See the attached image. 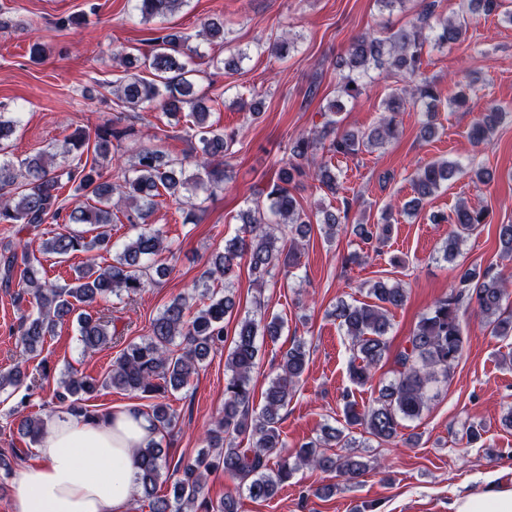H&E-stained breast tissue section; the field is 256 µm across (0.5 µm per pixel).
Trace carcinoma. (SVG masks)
I'll return each mask as SVG.
<instances>
[{"label":"carcinoma","mask_w":512,"mask_h":512,"mask_svg":"<svg viewBox=\"0 0 512 512\" xmlns=\"http://www.w3.org/2000/svg\"><path fill=\"white\" fill-rule=\"evenodd\" d=\"M188 0H136V10L142 19L158 23L152 48L138 57L124 56L125 74L115 90L117 106L137 112L161 103L163 112L177 116L189 109L192 126L189 138L198 141L200 154L194 157H173L156 146L137 148L133 163L123 168H109L112 152L133 134V127H102L90 133L77 126L66 135L54 152H42L33 157L14 161L8 157L9 141L17 130L18 120L0 114V224H20L22 229L35 232L44 224H61L62 231L44 239L39 252L60 262L76 253H112V264L100 267L89 262L74 270L68 283L58 286L38 276L41 260L27 244L0 238V287L14 292V302L21 304L31 297L32 311L21 318L18 342L27 355L43 346L46 337L55 332L66 316L77 324L79 341L84 352L95 351L112 342V319L97 309L101 300L123 295L131 298L140 294L156 278L166 276L167 267L158 263L164 245L163 233L148 223V218L166 197L187 208L186 220H191L197 191L213 195L224 190L227 170L224 160L233 158L237 139L208 122L210 112L196 97L189 78V63L198 54V47L188 45L189 37L171 30L168 17ZM439 0H420V10L409 28H400L384 37L361 35L355 38L341 61L339 94L327 104L323 124L312 133L296 137L288 145V159L282 162L277 179L268 191L267 206L256 204L240 214L242 234L224 244L216 253L207 278L195 285L202 302L196 313H190L188 297L179 295L152 319L148 334L124 346L112 364V369L100 378L67 372L59 380L57 408L65 414L91 416L97 411L86 404L88 396L99 389H114L155 398L147 411L158 432L169 434L177 420L169 404L162 401L166 394L187 386L210 354L230 344L224 361L230 373L224 387V407L215 428L209 431L207 449L196 457L180 460L173 472L172 497L159 494L163 475L170 470L167 451L155 440L133 454L140 494L149 501L151 512H240L239 501L231 493L213 500L206 492L207 478L222 469L238 479L253 501L272 498L280 485L299 466H311L322 471H337L357 477L367 469V463L355 457H332L313 443H303L294 451L282 437L278 424L280 411L288 405L295 382L307 366L305 343H293L280 365V373L271 379L262 398L260 410L252 407L251 374L259 359L257 338L280 334L282 322L277 317L257 320L244 317L234 331L227 329L235 301L228 292L238 278L242 263H247L253 281L263 284L275 272L296 265L301 242L311 233L312 223L320 224L327 241L344 228L368 249L389 237L392 212L385 211L381 224H351L352 202L344 198L339 207H323L311 219L292 193L310 178L331 196L341 190V170L332 163L336 157L350 158L363 151L385 145L398 135L397 114L405 102L427 113L420 133L428 140L434 137L436 125L430 107L436 101L434 84L425 75L424 43L431 39L439 47L460 43L468 31L469 20L443 18L438 13ZM501 0H468L471 14L489 16L499 11ZM209 42L224 41V22L211 20L203 27ZM247 57L236 49L216 60L226 72L235 71ZM399 75L411 83L395 89L384 102L385 114L367 131L343 129L337 115L344 111L345 102L360 97L372 70ZM505 115L498 105H489L481 112L470 129V139L480 144L495 133ZM329 154V160L310 169L309 159L318 152ZM63 163L55 164L57 156ZM467 175L476 182L487 183L491 174L483 168H465L454 160H437L428 164L411 179L413 197L403 212L414 213L423 203L452 179ZM73 190L72 205H65L62 189ZM126 205L125 218L138 228L129 241L112 242V197ZM486 214L464 204L448 215L452 229L443 252L450 262L456 260L464 236L485 223ZM282 224L288 228L291 243L288 251L277 248L276 237L265 225ZM224 280V293L210 288L213 277ZM507 278L488 268L460 267L456 283L447 296L438 299L424 314L408 337L407 346L394 358L393 379L379 389L375 404L361 410L354 401L344 406L346 422L361 425L365 432L381 442L398 436L400 422L420 417L428 399L429 385L438 374L448 375L459 362L463 351V316L467 310L482 316L496 336L512 335V307L505 304ZM372 301L359 304L340 300L332 316L344 333L351 337L355 359L350 377L359 385L372 382L375 369L388 358L387 336L390 330L389 311L405 300L404 288L398 283L378 280L370 284ZM40 374H27L25 362L13 370L0 373V392L10 387L26 385L18 406L29 403L31 391ZM45 422L41 418L25 417L20 430L36 442ZM246 436L252 440L249 448L234 446L235 439ZM276 455L275 463L270 456Z\"/></svg>","instance_id":"carcinoma-1"}]
</instances>
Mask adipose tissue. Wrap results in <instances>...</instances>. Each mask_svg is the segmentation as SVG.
<instances>
[{"instance_id":"ef3b65f1","label":"adipose tissue","mask_w":512,"mask_h":512,"mask_svg":"<svg viewBox=\"0 0 512 512\" xmlns=\"http://www.w3.org/2000/svg\"><path fill=\"white\" fill-rule=\"evenodd\" d=\"M155 435L148 416L133 407L93 420L63 415L46 426L39 463L20 471L12 512H131L139 495L133 451ZM454 512H512V485L466 495Z\"/></svg>"}]
</instances>
